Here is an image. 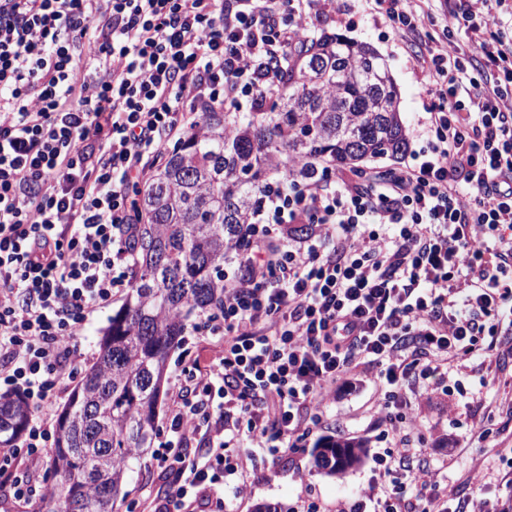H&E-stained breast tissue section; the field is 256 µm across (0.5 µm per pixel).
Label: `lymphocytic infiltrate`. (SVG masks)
<instances>
[{
    "mask_svg": "<svg viewBox=\"0 0 512 512\" xmlns=\"http://www.w3.org/2000/svg\"><path fill=\"white\" fill-rule=\"evenodd\" d=\"M318 0H0V387L32 413L0 448V512L41 499L28 462L85 358L87 322L129 294L131 189L204 112L258 109ZM401 38L423 0H373ZM447 39L413 59L430 99L418 163L355 185L293 165L250 207L249 250L224 275L217 343L187 373L141 512H224L257 455L305 447L350 374L372 380L386 448L336 512H512V457L489 499L441 493L410 398L512 329V0H448ZM309 224L300 245L288 225ZM204 446L203 454L192 443Z\"/></svg>",
    "mask_w": 512,
    "mask_h": 512,
    "instance_id": "lymphocytic-infiltrate-1",
    "label": "lymphocytic infiltrate"
}]
</instances>
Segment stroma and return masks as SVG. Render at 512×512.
Listing matches in <instances>:
<instances>
[{
    "label": "stroma",
    "instance_id": "obj_1",
    "mask_svg": "<svg viewBox=\"0 0 512 512\" xmlns=\"http://www.w3.org/2000/svg\"><path fill=\"white\" fill-rule=\"evenodd\" d=\"M311 34H339L369 44L387 65L399 91V112L406 129L420 125L430 99L426 96L421 75L413 66L408 48L384 22L381 14L371 10L365 0H330L327 19L310 29ZM212 338L206 329L187 324L179 343L169 357L166 380L156 417L159 432H166L167 407L179 390V375L185 356H207ZM450 394L437 393L412 403V411L422 424L426 440L425 456L440 471L442 486L458 493L469 490L475 467L487 468L497 477L502 468L501 457L512 451V416L505 401L512 400V343L499 346L494 355L454 366L448 373ZM375 391L363 376H351L347 385L337 389L314 439L350 438L363 442L366 458L361 464L341 474L319 470L313 463L311 448L283 455L275 462L257 461L261 478L252 485L249 499L233 497L224 500V512H255L257 506L268 505L290 512L297 500L314 501L321 512H336L338 504L349 499L370 476V455L383 448L380 441L379 414ZM497 400L495 410L500 431L496 448L483 447L471 440L470 431L482 418L476 409L478 401ZM304 472V482H297V472Z\"/></svg>",
    "mask_w": 512,
    "mask_h": 512
}]
</instances>
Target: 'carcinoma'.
<instances>
[{
	"mask_svg": "<svg viewBox=\"0 0 512 512\" xmlns=\"http://www.w3.org/2000/svg\"><path fill=\"white\" fill-rule=\"evenodd\" d=\"M398 90L365 44L323 34L291 58L263 112H207L135 187V288L112 314L96 363L59 415L51 491L36 512H112L133 460L154 447L170 349L195 311L224 307L228 245L247 246L250 202L276 160L324 158L358 172L406 147ZM30 407L0 395V447L25 430ZM364 446L347 438L314 450L341 473Z\"/></svg>",
	"mask_w": 512,
	"mask_h": 512,
	"instance_id": "carcinoma-1",
	"label": "carcinoma"
}]
</instances>
